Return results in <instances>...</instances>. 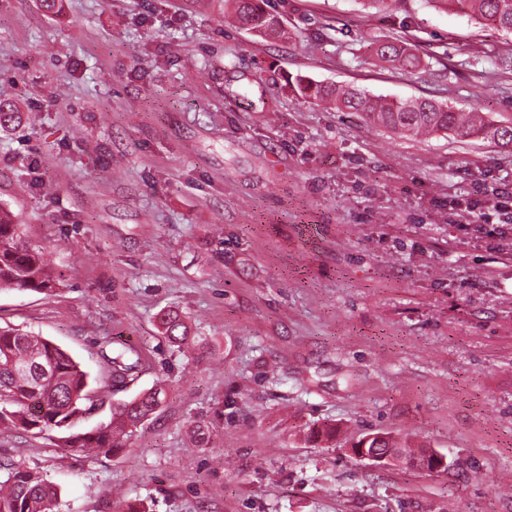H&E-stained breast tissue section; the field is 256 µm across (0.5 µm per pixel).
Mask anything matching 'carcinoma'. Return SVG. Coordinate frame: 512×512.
<instances>
[{
  "instance_id": "cac0c4a2",
  "label": "carcinoma",
  "mask_w": 512,
  "mask_h": 512,
  "mask_svg": "<svg viewBox=\"0 0 512 512\" xmlns=\"http://www.w3.org/2000/svg\"><path fill=\"white\" fill-rule=\"evenodd\" d=\"M439 10L467 15L477 23L512 35V0H428ZM224 12L238 28L260 38H286L281 17L265 0H225ZM370 48L376 57L413 73L423 60L405 42L390 34L375 36ZM295 92L328 103L339 112L357 113L365 121L394 134L423 137L443 132L459 140L481 138L512 145V125L491 121L476 108L463 112L436 100L418 97L387 100L359 88L296 79ZM24 225L13 223L11 213L0 209V288H26L51 295L60 284L45 253L23 242ZM162 333L177 347L188 342L189 328L182 316L169 311L160 318ZM112 385H125L138 376L141 359L128 349L102 352ZM89 375L72 355L43 336L20 328L0 327V432L36 430L57 433L58 446L78 453L111 457L161 405L163 388L143 391L112 408V417L89 431L75 429L86 412ZM394 448L413 466L425 465L428 451L413 458L393 438L369 433L354 448ZM61 489L30 470L3 467L0 471V512H59Z\"/></svg>"
}]
</instances>
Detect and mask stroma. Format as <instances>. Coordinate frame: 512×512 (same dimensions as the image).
Returning a JSON list of instances; mask_svg holds the SVG:
<instances>
[{
	"label": "stroma",
	"instance_id": "1",
	"mask_svg": "<svg viewBox=\"0 0 512 512\" xmlns=\"http://www.w3.org/2000/svg\"><path fill=\"white\" fill-rule=\"evenodd\" d=\"M272 6L291 39L225 26L224 0H0V102L22 114L0 130V206L62 276L51 297L0 289V326L98 380L102 346L138 352L82 429L165 389L117 456L18 430L0 463L59 485L62 512H512V146L396 135L291 88L510 124L512 53L426 0L368 19L356 0ZM385 33L429 68L378 61ZM171 309L193 349L160 333ZM376 432L448 470L359 461Z\"/></svg>",
	"mask_w": 512,
	"mask_h": 512
}]
</instances>
